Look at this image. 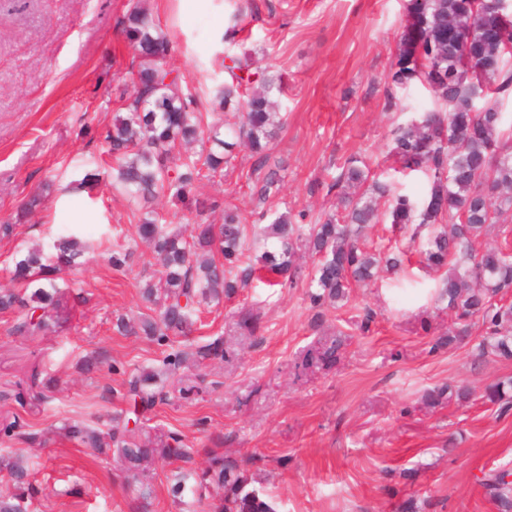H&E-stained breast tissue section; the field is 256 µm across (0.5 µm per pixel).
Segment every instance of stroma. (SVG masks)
<instances>
[{
  "instance_id": "1",
  "label": "stroma",
  "mask_w": 512,
  "mask_h": 512,
  "mask_svg": "<svg viewBox=\"0 0 512 512\" xmlns=\"http://www.w3.org/2000/svg\"><path fill=\"white\" fill-rule=\"evenodd\" d=\"M177 2L146 5L176 43L169 67L211 122L225 119L208 96L223 78L224 55L282 78L284 125L268 163L282 178L279 191L258 200L253 160L240 150L233 169L195 191L203 221L221 223L229 204L250 228L285 211L314 223L335 210L329 186L352 156L399 192L424 195L426 176L394 171L387 148L392 123L419 119L432 105L414 86L400 110L384 109L405 0H216L214 15L178 10ZM127 8L128 0H0V224L14 227L0 237V288L13 287V258L27 247L52 250L72 231L91 245L82 266L56 276L74 301L68 319L31 336L18 329L21 313H0V416H19L45 438L27 451L44 490L30 512H134L115 465L59 433L69 420L102 426L125 414L123 371L155 366L162 352L112 330L116 315L146 311L141 290L159 270L136 235L133 205L112 187L102 144L121 111L120 92L132 87V53L119 26ZM236 12L234 34L216 41V28L232 26ZM47 182L55 193L21 216L22 203ZM79 183L96 211L83 224L72 220L80 199L57 204ZM409 237L389 224L368 228L366 246L403 251V268L379 272L337 305L312 308L303 281L283 289L256 282L204 308L177 344L193 349L219 337L224 358L187 365L190 394L158 402L151 425L176 433L196 463L213 452L245 460L252 488L278 512H402L409 501L416 512H499L480 480L512 472V411L501 413L481 394L512 378V359L479 353L477 325L464 343L436 347L456 317L436 301L441 274ZM116 242L133 251L121 269L109 261ZM246 315L258 330L242 325ZM92 353L100 370L81 372ZM34 376L57 378L51 398L16 402ZM448 384L471 388V399L428 401L430 390Z\"/></svg>"
}]
</instances>
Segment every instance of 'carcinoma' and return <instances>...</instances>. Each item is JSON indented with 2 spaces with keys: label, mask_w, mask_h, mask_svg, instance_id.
Wrapping results in <instances>:
<instances>
[{
  "label": "carcinoma",
  "mask_w": 512,
  "mask_h": 512,
  "mask_svg": "<svg viewBox=\"0 0 512 512\" xmlns=\"http://www.w3.org/2000/svg\"><path fill=\"white\" fill-rule=\"evenodd\" d=\"M490 0H407L398 51L388 75L384 109L396 110L400 94L414 85L429 89L434 108L410 125L390 130L388 155L403 172H422L428 179L426 196L417 201L392 184L369 178L360 160L349 158L328 190L341 188L340 207L315 224H298L290 212L277 215L261 228L271 248L256 261L245 257L246 225L239 213L224 207V223L190 225L189 234L147 216L139 219L140 240L153 245L161 261V275L142 292L149 312L131 320L116 316L112 328L122 336L143 335L160 345L193 331L201 304H218L246 288L256 274L275 277L274 286L293 287L302 275L296 263L299 250L317 258L309 274L310 301L320 307L347 298L353 282L372 280L382 267L394 271L402 259L394 253L368 250L359 238L371 224L415 225L411 239L429 229L420 248L427 265L448 267L438 298L456 312L455 330L436 345L460 343L471 324L483 327L482 349L512 358V303L499 295L512 290V256L500 247L473 248L488 228L502 224L512 213V136L503 130L500 98L512 95V7L498 16ZM122 33L133 50V92L124 100V114L115 117L103 142L112 157L119 182L132 198L144 200L169 195L184 203L198 184L232 165L235 150L247 148L254 164L251 174L256 194L265 199L279 190L274 171L264 172L272 141L283 126L271 92L281 89L273 78L261 77L263 91L251 92V79L240 75L241 60L222 63L224 80L210 92L212 102L228 112L246 99V111L235 126L204 121L195 97L178 87V76L167 67L173 45L141 4L130 0ZM222 148L198 158L181 157L175 150L201 138ZM55 252L29 249L20 254L14 278L25 292L0 288V313L19 311V328L32 335L65 316L67 302L52 275L79 264L89 245L75 236H63ZM198 360L224 359V343L215 339L196 351ZM186 356L179 348L159 365L132 372L123 380L126 396L147 414L167 398L169 390L191 391L180 385L179 371ZM512 379L485 388L484 397L506 411L512 407ZM458 401L470 397L466 387H441L428 393L436 402L443 395ZM118 418L105 429L84 422L65 425L66 436L96 456L113 458L134 495L136 509L149 512L153 489L148 466L172 459L183 465L169 477L173 501L190 512H275L258 491L249 488L242 464L214 455L203 468L179 438L157 428H128ZM0 433L28 444L41 435L24 431L18 417H4ZM0 512H27L38 494L22 450L0 455ZM506 471L483 476L485 494L501 512H512V482Z\"/></svg>",
  "instance_id": "cac0c4a2"
}]
</instances>
